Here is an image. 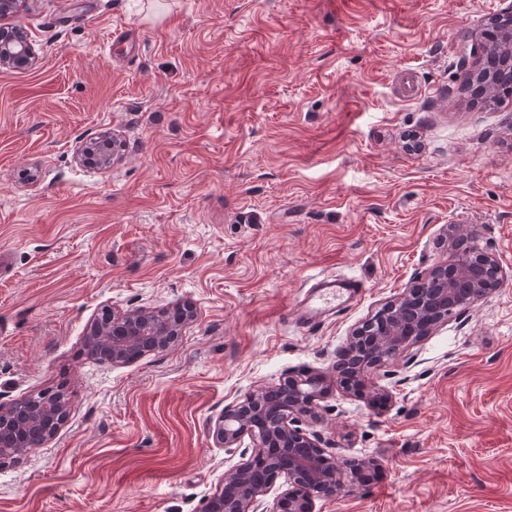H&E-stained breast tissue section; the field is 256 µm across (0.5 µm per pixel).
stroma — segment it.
<instances>
[{"mask_svg": "<svg viewBox=\"0 0 512 512\" xmlns=\"http://www.w3.org/2000/svg\"><path fill=\"white\" fill-rule=\"evenodd\" d=\"M512 0H17L33 67L0 69V392L63 394L45 447L0 465V512H201L241 463L225 405L329 380L314 430L378 463L315 512H512V97L486 107L463 38ZM135 31L136 47L113 42ZM107 167L78 151L102 137ZM474 234L501 288L374 370L352 330ZM366 292L304 326L307 279ZM193 309L115 366L103 311Z\"/></svg>", "mask_w": 512, "mask_h": 512, "instance_id": "1", "label": "stroma"}]
</instances>
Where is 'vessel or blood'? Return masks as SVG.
Returning <instances> with one entry per match:
<instances>
[{"label": "vessel or blood", "mask_w": 512, "mask_h": 512, "mask_svg": "<svg viewBox=\"0 0 512 512\" xmlns=\"http://www.w3.org/2000/svg\"><path fill=\"white\" fill-rule=\"evenodd\" d=\"M363 293L362 284L352 278L319 275L301 300L300 319L308 325L316 324L327 312L353 305L361 299Z\"/></svg>", "instance_id": "vessel-or-blood-1"}]
</instances>
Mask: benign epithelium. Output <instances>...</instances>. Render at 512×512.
<instances>
[{"label":"benign epithelium","mask_w":512,"mask_h":512,"mask_svg":"<svg viewBox=\"0 0 512 512\" xmlns=\"http://www.w3.org/2000/svg\"><path fill=\"white\" fill-rule=\"evenodd\" d=\"M30 45L20 47L15 40L0 38V68H20L32 64ZM465 237L453 236L448 246L452 263L444 268L446 275L437 280L438 288L421 293L416 286L386 302L369 323L391 316L392 323L375 336H367L363 328L352 334L350 356L356 346H370L388 353V357H408L412 346L448 321V310L463 307L456 302L461 294L476 300L486 297V271L491 267L503 276L497 259L463 245ZM195 315L178 308L171 313L137 308L106 320L112 328L107 338L101 322L91 328L86 340L95 350L109 349L107 360L113 365H126L143 356L177 343ZM289 392L279 397L263 386L253 390L242 401L224 407L215 420L212 436L226 449L240 448L244 437L251 440V450L244 451L243 461L225 477L222 486L206 499L201 512H267L263 498L278 479L286 489L277 499L273 512H312L315 501L336 497L346 487L361 483L365 472L374 465L371 460H353L341 468L328 443L310 429L311 405L323 391V379L306 375H289L283 379ZM18 400L0 395V463L17 459L34 448L43 447L50 435L40 432L32 423L26 425L22 443L10 420L19 406Z\"/></svg>","instance_id":"obj_1"}]
</instances>
